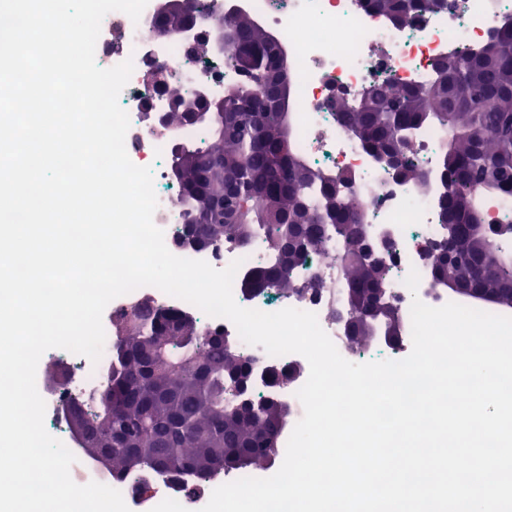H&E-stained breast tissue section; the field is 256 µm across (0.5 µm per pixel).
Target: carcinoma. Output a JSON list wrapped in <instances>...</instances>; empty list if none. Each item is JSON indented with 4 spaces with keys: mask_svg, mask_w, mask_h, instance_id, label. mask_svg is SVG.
Masks as SVG:
<instances>
[{
    "mask_svg": "<svg viewBox=\"0 0 512 512\" xmlns=\"http://www.w3.org/2000/svg\"><path fill=\"white\" fill-rule=\"evenodd\" d=\"M432 0H364L366 8L396 24L414 19ZM223 21L214 9L194 3L192 22L207 28ZM225 62L240 65L241 54L263 60L253 78L224 92V121H192L205 108L162 71L147 84L175 99L178 127L203 128L207 141L172 157L171 172L181 187L182 224L204 231L211 245L226 239L247 242L262 237L264 256L256 262L246 287L251 292L284 294L321 287L318 278H300L313 253L332 246L345 282L348 315L355 318L350 343L363 344L382 328L401 332L404 323L380 298L385 288L384 261L365 257V225L360 206L342 191L351 177L309 165L299 153L294 114L283 117L277 101L279 75L274 50L249 17L237 18L224 35ZM334 112L372 154L398 150L404 180L423 189L426 180L413 161L414 136L436 126L445 139L441 174L446 193L439 203L444 239L431 245L436 282L452 288H511L512 265L502 250L490 249L480 223L479 200L486 192L512 196V20L503 23L476 51L441 60L428 84L406 87L378 83L372 94L351 103L336 102ZM185 321L184 337L172 348L176 362L194 368L180 373L149 371L143 351L167 324ZM120 338L112 346L110 379L123 409L109 418L110 387L82 402L104 436L119 434L128 448H144L180 468L167 476L203 482L216 474L210 460L245 458L228 469L271 465L285 428L274 399L240 407L230 384L232 372H252V365L224 334L204 331L186 315L145 297L115 320Z\"/></svg>",
    "mask_w": 512,
    "mask_h": 512,
    "instance_id": "obj_1",
    "label": "carcinoma"
}]
</instances>
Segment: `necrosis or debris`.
Returning a JSON list of instances; mask_svg holds the SVG:
<instances>
[{
    "instance_id": "necrosis-or-debris-1",
    "label": "necrosis or debris",
    "mask_w": 512,
    "mask_h": 512,
    "mask_svg": "<svg viewBox=\"0 0 512 512\" xmlns=\"http://www.w3.org/2000/svg\"><path fill=\"white\" fill-rule=\"evenodd\" d=\"M242 6L249 16L280 37L295 69L297 83L290 109L296 117L295 139L299 151L312 166L350 174L352 195L364 205L368 236L374 241L389 237L392 249L388 257L391 267L388 292L401 316L409 317L416 298L431 307L447 304V289L436 283L429 264L421 256L427 242L442 231L438 211L446 185L440 175V133L426 129L414 138L416 162L429 184L424 191L414 184L395 180L338 122L325 101L334 88L353 101L365 87L383 80L403 85L432 80L440 59L476 50L486 42L502 20L512 16V0H449L447 8L426 11L416 21L403 26L366 11L361 0H243ZM158 8L159 0H148L136 22L119 11L108 13L105 20L110 36L98 39L95 61L104 69L127 60L133 63L130 80L119 95V103L130 119L125 145L135 165L153 170L158 199L153 220L163 231L167 248L176 256L203 260L217 269L239 262L233 281V296L239 306L263 312L284 308L313 312L339 353L349 356L350 346L343 326L336 320L337 311L344 308V286L333 254L311 255L304 272L319 274L324 288L316 296L299 297L275 291L244 292L242 281L254 264V247L232 242L205 251L176 247L181 209L168 181L171 144L168 138L151 132L142 114L145 102L159 106L165 99L148 92L141 76L145 61L153 57L164 62L181 76L185 88L209 96L223 95L239 76L225 65L223 53L214 54L207 63L188 56L186 49L201 36L200 28H189L176 38H154L152 25ZM413 269L420 276L414 291L404 283ZM144 296L154 297L164 307L190 315L202 325L224 331L225 335L238 334L228 319L207 316L188 302L144 286L115 298L106 306L102 316L106 342L114 340L113 314L135 305ZM242 352L254 364L255 396L276 395L293 408L295 418H302L304 408L296 393L308 378L307 360L298 354L272 356L263 347L247 343L243 344ZM54 354L73 366L70 383L61 392L40 375L36 387L46 403V430L72 450L76 443L67 429L61 404L65 396L78 397L98 389L108 375L111 357L102 354L99 362L94 363L64 349H55ZM290 366L300 369L294 384L280 389L272 387L267 370ZM70 475L80 485L95 481L120 491L130 512H200L213 490L224 483L223 475L217 474L186 489L153 472L143 475L138 483L120 481L99 471L82 456L72 464Z\"/></svg>"
}]
</instances>
